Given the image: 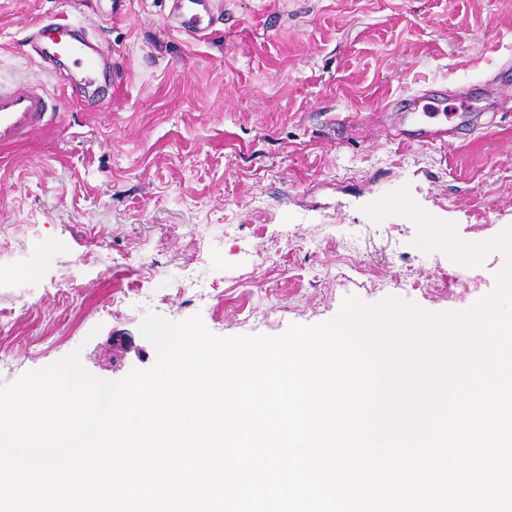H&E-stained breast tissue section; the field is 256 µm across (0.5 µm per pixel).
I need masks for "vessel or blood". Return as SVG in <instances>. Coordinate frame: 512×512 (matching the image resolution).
<instances>
[{
  "label": "vessel or blood",
  "mask_w": 512,
  "mask_h": 512,
  "mask_svg": "<svg viewBox=\"0 0 512 512\" xmlns=\"http://www.w3.org/2000/svg\"><path fill=\"white\" fill-rule=\"evenodd\" d=\"M223 13V0H174L171 18L176 32L204 39L214 34L215 23ZM31 36L48 39L55 53L72 59L85 89L97 87L103 55L92 49L84 33L76 32L69 23L40 20L34 23ZM58 106V98L39 78L14 87H0V146L10 145L42 127L46 113L57 111ZM456 132L453 125L426 124L419 128L418 136L424 142L444 143Z\"/></svg>",
  "instance_id": "vessel-or-blood-1"
}]
</instances>
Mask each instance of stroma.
<instances>
[{"label": "stroma", "mask_w": 512, "mask_h": 512, "mask_svg": "<svg viewBox=\"0 0 512 512\" xmlns=\"http://www.w3.org/2000/svg\"><path fill=\"white\" fill-rule=\"evenodd\" d=\"M170 9L0 0L1 84L42 77L25 44L41 19L85 29L114 67L91 94L54 61L44 79L67 105L0 149V308L17 317L0 386L75 351L107 380L150 368V312L277 336L349 296L455 313L495 290L504 252L460 285L459 262L413 247L410 219L363 208L404 187L462 241L512 227V0H226L200 41ZM425 89L450 113L464 96L488 108L490 125L395 140L390 105Z\"/></svg>", "instance_id": "obj_1"}]
</instances>
